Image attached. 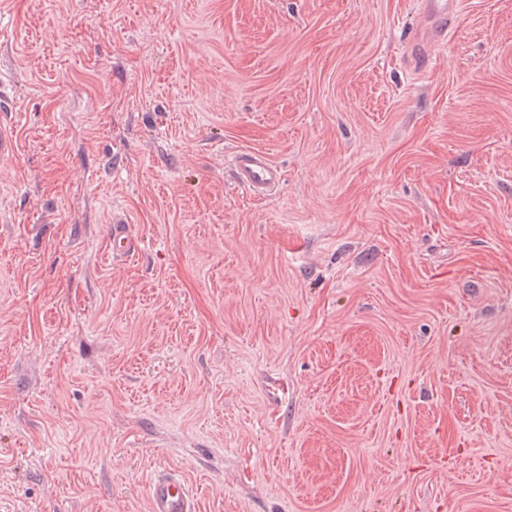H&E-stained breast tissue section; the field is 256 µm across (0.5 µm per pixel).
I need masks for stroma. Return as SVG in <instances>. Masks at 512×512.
<instances>
[{
  "instance_id": "1",
  "label": "stroma",
  "mask_w": 512,
  "mask_h": 512,
  "mask_svg": "<svg viewBox=\"0 0 512 512\" xmlns=\"http://www.w3.org/2000/svg\"><path fill=\"white\" fill-rule=\"evenodd\" d=\"M421 22L0 0V512H512V0ZM424 22L409 45L410 64L428 70L434 56L448 44V34L456 24L460 0H418L415 2ZM230 171L236 184L259 195H273L282 180L281 171L270 158L253 149L234 151ZM112 225L108 230L109 248L115 258H126L140 248L139 240L134 235L130 221L123 215L112 216ZM150 512H197L188 484L175 474L156 478L149 491Z\"/></svg>"
}]
</instances>
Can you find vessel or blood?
Returning a JSON list of instances; mask_svg holds the SVG:
<instances>
[{
    "mask_svg": "<svg viewBox=\"0 0 512 512\" xmlns=\"http://www.w3.org/2000/svg\"><path fill=\"white\" fill-rule=\"evenodd\" d=\"M424 22L409 45L413 67L429 69L434 56L448 43V34L456 24L461 0H417ZM231 173L236 184L255 194L273 195L282 180L280 170L263 152L239 149L231 158ZM113 257L126 258L140 248L128 218L115 215L108 230ZM150 512H198L197 502L188 484L174 474L156 478L149 491Z\"/></svg>",
    "mask_w": 512,
    "mask_h": 512,
    "instance_id": "obj_1",
    "label": "vessel or blood"
}]
</instances>
